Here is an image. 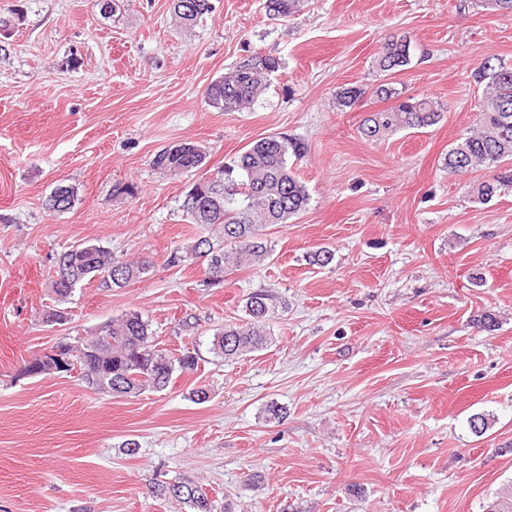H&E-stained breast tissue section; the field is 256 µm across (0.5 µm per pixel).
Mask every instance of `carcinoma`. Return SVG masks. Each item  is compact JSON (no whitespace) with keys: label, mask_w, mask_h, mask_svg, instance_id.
Listing matches in <instances>:
<instances>
[{"label":"carcinoma","mask_w":512,"mask_h":512,"mask_svg":"<svg viewBox=\"0 0 512 512\" xmlns=\"http://www.w3.org/2000/svg\"><path fill=\"white\" fill-rule=\"evenodd\" d=\"M300 0H267L266 12L276 17H289L298 12ZM173 13L183 26L211 12L210 0H172ZM411 62L410 41L404 38L384 41L377 57L379 70L395 75ZM279 62L273 56L253 55L240 61L221 81L211 82L205 89L207 104L221 112H240L253 106L267 88L268 73L277 71ZM475 80L484 84L475 128L448 150V173L462 175L486 171L489 177L476 185L477 197L483 201L512 186V169L503 163L512 160V65L500 59H487L475 71ZM372 94L392 101L386 109L374 112L359 125L360 135L368 141H379L402 130H420L438 124L443 117L440 104L420 96L406 95L391 82L373 89L353 86L337 94L341 107H351ZM302 146L283 136H267L254 142L224 167L205 179L202 202L210 207L197 216L187 214L191 223L208 231L186 246L185 254L198 260L204 246L221 255L220 270H206L218 277L244 263L262 264L271 255L266 231L285 224L305 212L310 201L306 187L288 166V154L301 155ZM206 150L186 142L158 151L152 166L160 173L180 177L199 169ZM183 254V255H185ZM179 251L167 259L170 265L183 260ZM152 267L144 258L124 259L112 251L89 241L69 247L57 255L51 281L56 305L45 310V318L60 324L67 312L59 304L67 300L84 282L99 281L107 288L118 287L113 273L124 277L125 285L141 278ZM278 298L267 290L252 292L245 303V319L224 326L212 340V352L233 359L262 350L269 344L266 322L275 315ZM73 365L90 389L112 395H136L146 390H166L174 373L192 374L198 367V354L185 347L175 352L158 346L149 321L138 312H129L98 327V331L81 341V349L72 355ZM112 373V389H104L97 377ZM178 494L169 491L170 482L155 479L151 493L173 498L194 512H211V503L202 487L190 480L180 481Z\"/></svg>","instance_id":"1"}]
</instances>
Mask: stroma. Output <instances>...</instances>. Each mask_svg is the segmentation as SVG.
Returning a JSON list of instances; mask_svg holds the SVG:
<instances>
[{"label":"stroma","instance_id":"obj_1","mask_svg":"<svg viewBox=\"0 0 512 512\" xmlns=\"http://www.w3.org/2000/svg\"><path fill=\"white\" fill-rule=\"evenodd\" d=\"M183 27L171 0H0V512H191L153 495L155 476L201 485L212 512H487L512 486V189L478 201L484 172L449 174L475 122L486 57L512 63V14L480 0H301L272 19L265 0H211ZM404 37L400 89L442 120L368 142L384 104L336 95L376 87L382 43ZM280 62L257 103L219 112L206 87L252 54ZM303 144L289 158L308 209L271 227L264 265L210 286L200 264L167 259L194 233L182 203L256 140ZM208 150L191 175L151 165L160 149ZM74 188L64 212L46 200ZM133 194L115 196L116 186ZM93 241L152 268L123 288L77 286L64 324L45 323L57 254ZM333 254L310 264L318 248ZM285 304L273 342L215 356L211 341L251 292ZM198 369L162 392L112 396L77 374L19 377L58 338L91 336L129 311ZM498 326L480 330L477 316ZM209 394L202 404L192 389ZM285 407L267 421L266 404ZM490 421L483 435L472 415ZM139 444L127 454L123 443Z\"/></svg>","mask_w":512,"mask_h":512}]
</instances>
